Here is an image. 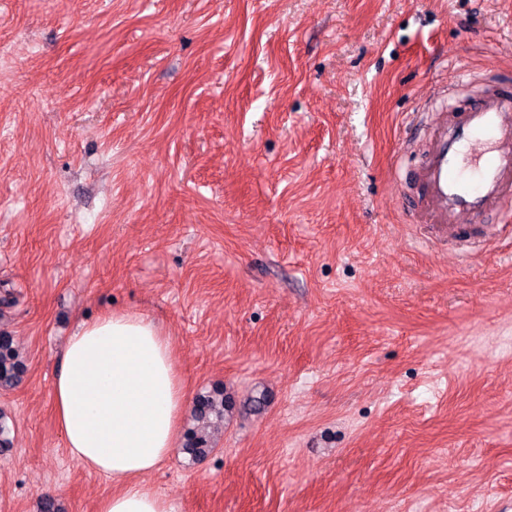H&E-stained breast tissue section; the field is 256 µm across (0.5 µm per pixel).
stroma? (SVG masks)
<instances>
[{
	"label": "stroma",
	"instance_id": "obj_1",
	"mask_svg": "<svg viewBox=\"0 0 512 512\" xmlns=\"http://www.w3.org/2000/svg\"><path fill=\"white\" fill-rule=\"evenodd\" d=\"M0 512L112 490L54 415L60 352L152 318L189 399L173 512H512V244L410 228L437 84L512 70V0H0ZM21 370V361L10 338L0 336V383L10 382Z\"/></svg>",
	"mask_w": 512,
	"mask_h": 512
}]
</instances>
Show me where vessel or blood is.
I'll return each mask as SVG.
<instances>
[{
	"instance_id": "b4317fda",
	"label": "vessel or blood",
	"mask_w": 512,
	"mask_h": 512,
	"mask_svg": "<svg viewBox=\"0 0 512 512\" xmlns=\"http://www.w3.org/2000/svg\"><path fill=\"white\" fill-rule=\"evenodd\" d=\"M448 98L433 99L438 122L420 167L402 182L445 226L449 247L475 255L500 238L487 216L512 220V83L496 79L462 108Z\"/></svg>"
}]
</instances>
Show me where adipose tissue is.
<instances>
[{
    "label": "adipose tissue",
    "instance_id": "obj_1",
    "mask_svg": "<svg viewBox=\"0 0 512 512\" xmlns=\"http://www.w3.org/2000/svg\"><path fill=\"white\" fill-rule=\"evenodd\" d=\"M53 392L71 457L114 485L97 512H171L142 481L170 454L189 408L164 331L129 311L81 322L62 352Z\"/></svg>",
    "mask_w": 512,
    "mask_h": 512
}]
</instances>
